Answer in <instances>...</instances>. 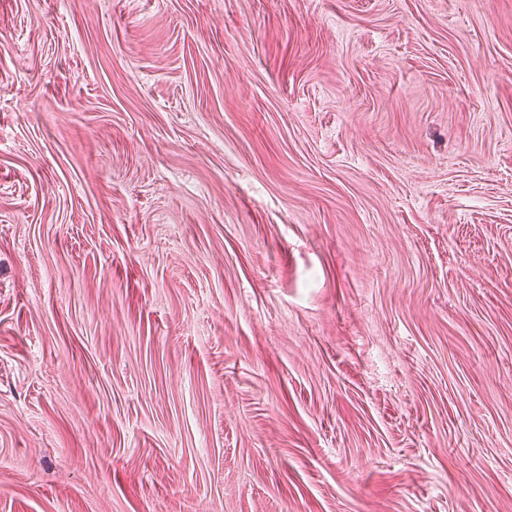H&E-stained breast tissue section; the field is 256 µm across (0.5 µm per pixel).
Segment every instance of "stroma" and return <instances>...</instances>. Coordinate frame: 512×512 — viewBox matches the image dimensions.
<instances>
[{
	"instance_id": "35a3bbf8",
	"label": "stroma",
	"mask_w": 512,
	"mask_h": 512,
	"mask_svg": "<svg viewBox=\"0 0 512 512\" xmlns=\"http://www.w3.org/2000/svg\"><path fill=\"white\" fill-rule=\"evenodd\" d=\"M0 512H512V0H0Z\"/></svg>"
}]
</instances>
